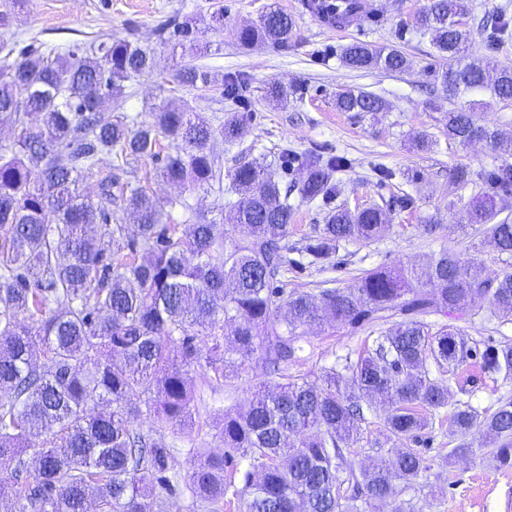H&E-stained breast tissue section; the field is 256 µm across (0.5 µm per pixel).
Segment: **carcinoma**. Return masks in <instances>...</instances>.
Returning <instances> with one entry per match:
<instances>
[{"label":"carcinoma","mask_w":512,"mask_h":512,"mask_svg":"<svg viewBox=\"0 0 512 512\" xmlns=\"http://www.w3.org/2000/svg\"><path fill=\"white\" fill-rule=\"evenodd\" d=\"M360 8L358 0H343L321 10L339 24ZM468 11V0H427L415 24L444 60L434 80L448 102H460L444 113L446 136L503 157L489 170L457 166L449 181L479 187L466 222L512 255V222L497 209V200L512 195V136L475 127L470 113L475 95L512 101V68L474 57L463 22ZM294 31L291 15L273 9L237 38L244 46L286 47ZM165 41L192 46L197 30L185 22ZM343 59L353 69L407 67L400 51L363 42L348 45ZM153 66L154 49L129 41L95 48L0 41V123L16 130L0 141V495L14 501L13 512H163L178 489L173 449L135 421L146 414L159 425L191 426L186 369L204 361L225 376L256 354L282 381L224 415V453H197L187 484L192 500L220 508L230 493L246 498V512H366L363 506L395 497L397 483L429 468L424 455L400 448L391 467L357 472L343 467L344 449L361 440L360 423L379 400L389 408L374 444L414 442L433 427L434 413L448 405V383L430 377V362L441 370L473 360L484 372L512 375L511 343L478 350L452 324L434 332L415 319L462 315L476 297L512 319V271L486 278L480 263L446 248L423 268L368 270L353 288L287 291L283 278L298 264L288 258L293 206L263 163L232 170L237 199L221 221L183 226L171 223V214L191 211L187 197L161 202L140 181L112 174L148 158L167 182L207 190L221 180L218 146L234 142L243 125L234 112L214 128L200 113L167 102L148 124L98 107L96 98L121 95L125 83ZM174 81L207 86L212 77L184 65ZM245 82L240 73L226 77L224 96L236 98ZM336 108L381 112L386 102L347 89ZM347 165L342 155L305 164L301 199L335 196L333 174ZM93 176L91 198L79 186ZM391 214L380 205L330 210L304 247L307 264H324L343 242L382 236ZM129 221L133 236L125 233ZM226 225L245 228L247 238L226 246ZM392 311L407 319L345 360L349 380L334 367L321 386L288 374L305 359L308 327H372ZM135 395L143 406L130 402ZM448 436L456 441L452 456L474 454L476 438L488 437L497 465L512 468V399L484 415L469 405L455 408ZM33 437L43 438L42 446H31ZM239 456L249 463L243 486L234 488L224 470H236Z\"/></svg>","instance_id":"obj_1"}]
</instances>
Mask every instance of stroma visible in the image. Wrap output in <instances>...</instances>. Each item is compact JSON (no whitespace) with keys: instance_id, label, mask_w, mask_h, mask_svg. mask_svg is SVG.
<instances>
[{"instance_id":"stroma-1","label":"stroma","mask_w":512,"mask_h":512,"mask_svg":"<svg viewBox=\"0 0 512 512\" xmlns=\"http://www.w3.org/2000/svg\"><path fill=\"white\" fill-rule=\"evenodd\" d=\"M303 0H28L16 11L10 30L28 42L95 46L103 41L128 40L155 47L156 67L151 74L137 77L122 97L106 102V109L152 118L153 107L162 101L188 105L203 113L212 125L223 122L227 113L249 116L239 138L218 154L222 173L254 160L264 161L281 182L300 179V161L310 155L338 154L348 160L335 179L338 207L381 205L400 196L410 197L408 207L394 211V226L371 242L350 241L340 245L329 262L295 269L288 273V290L349 288L364 271L381 266L422 267L431 255L448 248L482 264L493 277L512 268V256L492 247H479L475 226L466 222L461 208L452 206L453 188L448 176L452 168L465 165L472 170L490 169L500 158L491 148L472 151L449 141L441 116L449 108L442 88L432 83L428 72L440 64L429 36L413 25L416 11L426 0H377L380 19L338 32L317 21L302 6ZM224 11V29H210V15ZM278 8L290 14L296 24L295 37L288 46H242L237 40L241 26ZM465 18L477 55L490 57L501 66L512 67V39L493 45L487 42L484 25L498 13L512 19V0H470ZM193 19L199 39L207 51L198 55L171 49L161 42L166 30ZM360 41L400 50L409 62L402 73L379 70L354 71L345 66L342 51ZM193 63L222 78L246 73L248 82L237 99L225 98L220 86L182 87L170 78L182 63ZM290 89L287 99L269 93L271 85ZM352 88L381 96L384 112H341L335 106L339 91ZM426 134L434 145L418 150L415 134ZM291 152L299 162L283 169L281 155ZM419 171L417 181H406L405 171ZM295 215L288 243L303 246L318 225L324 224L329 206L306 202L291 195ZM438 220L434 233L423 230L429 220ZM459 328L477 345L512 343V320L491 313L487 303H476L472 312L455 319ZM314 347L311 358L295 366V373L321 381L325 367L343 364L371 344L369 330L344 325H322L308 330ZM431 377L448 383L449 416L456 404H467L481 412L494 411L501 401L512 398V377L482 372L471 364L457 371L431 368ZM188 378L194 393L195 425L158 426L141 416L137 429L153 433L174 450V471L186 480L197 452L222 454L224 444L219 422L235 412L240 402L264 384L275 381L259 358L245 361L237 374L218 375L207 366L192 367ZM447 429L423 434L415 447L432 462L430 470L411 482L401 484L399 494L376 506L377 512H398L414 505L417 512H507L512 505V469L497 467L489 448L467 457L450 456Z\"/></svg>"}]
</instances>
